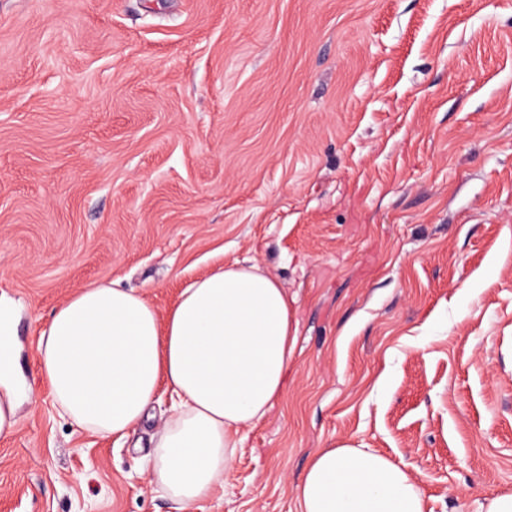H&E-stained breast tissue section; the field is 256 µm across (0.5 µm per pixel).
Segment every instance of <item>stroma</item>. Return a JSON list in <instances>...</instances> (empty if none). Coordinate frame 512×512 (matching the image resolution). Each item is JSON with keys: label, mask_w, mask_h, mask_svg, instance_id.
<instances>
[{"label": "stroma", "mask_w": 512, "mask_h": 512, "mask_svg": "<svg viewBox=\"0 0 512 512\" xmlns=\"http://www.w3.org/2000/svg\"><path fill=\"white\" fill-rule=\"evenodd\" d=\"M294 296L287 389L193 512H298L311 455L424 512L512 495V0H0V512H175L151 436L59 417L37 344L82 288L163 313L217 263ZM4 385L7 392L0 398V437L11 435L18 424L16 417V390L7 378H5Z\"/></svg>", "instance_id": "obj_1"}]
</instances>
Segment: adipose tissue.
<instances>
[{"label": "adipose tissue", "mask_w": 512, "mask_h": 512, "mask_svg": "<svg viewBox=\"0 0 512 512\" xmlns=\"http://www.w3.org/2000/svg\"><path fill=\"white\" fill-rule=\"evenodd\" d=\"M296 331L287 289L253 261L217 266L162 315L140 294L96 285L42 331L40 374L59 413L100 436L134 431L167 389L175 402L150 483L191 512L230 483L243 432L285 392ZM297 496L299 512H423L405 467L347 445L313 455Z\"/></svg>", "instance_id": "adipose-tissue-1"}]
</instances>
